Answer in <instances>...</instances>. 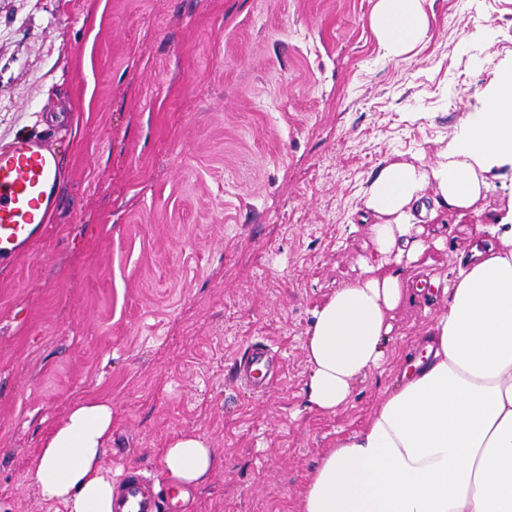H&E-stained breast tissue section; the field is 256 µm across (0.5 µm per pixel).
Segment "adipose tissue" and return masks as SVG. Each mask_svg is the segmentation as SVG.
Wrapping results in <instances>:
<instances>
[{"label":"adipose tissue","instance_id":"adipose-tissue-1","mask_svg":"<svg viewBox=\"0 0 512 512\" xmlns=\"http://www.w3.org/2000/svg\"><path fill=\"white\" fill-rule=\"evenodd\" d=\"M428 0H375L369 23L387 59L414 51L429 32ZM479 111L434 161L386 159L364 191L372 252L359 275L315 311L305 354L311 407L347 406L358 381L390 353L396 314L412 294L440 298L424 353L407 362L364 424L339 437L311 469L296 512H512V215L478 224L484 241L447 272L414 285L408 272L439 239L418 224L439 207L466 214L494 168L512 164V71L486 89ZM112 406L89 400L45 439L32 479L67 512H112L117 493L102 465ZM216 459L186 433L162 452L165 477L201 484Z\"/></svg>","mask_w":512,"mask_h":512}]
</instances>
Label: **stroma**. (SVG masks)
Wrapping results in <instances>:
<instances>
[{"label":"stroma","mask_w":512,"mask_h":512,"mask_svg":"<svg viewBox=\"0 0 512 512\" xmlns=\"http://www.w3.org/2000/svg\"><path fill=\"white\" fill-rule=\"evenodd\" d=\"M374 0H0V143L47 137L67 176L46 235L0 264V512H65L31 481L78 402L112 405L103 464L171 483L162 450L219 463L185 512H295L316 461L420 350L393 354L336 412L310 407L315 310L372 251L363 192L384 161H432L512 67V0H429L425 45L385 59ZM512 207V167L466 216L423 225L445 273ZM275 369L257 386L254 348Z\"/></svg>","instance_id":"stroma-1"}]
</instances>
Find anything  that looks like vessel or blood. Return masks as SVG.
Listing matches in <instances>:
<instances>
[{
  "label": "vessel or blood",
  "mask_w": 512,
  "mask_h": 512,
  "mask_svg": "<svg viewBox=\"0 0 512 512\" xmlns=\"http://www.w3.org/2000/svg\"><path fill=\"white\" fill-rule=\"evenodd\" d=\"M65 174L43 138H19L0 148V262L23 254L45 234ZM149 484L140 470H130L114 512H160L161 502Z\"/></svg>",
  "instance_id": "b4317fda"
}]
</instances>
